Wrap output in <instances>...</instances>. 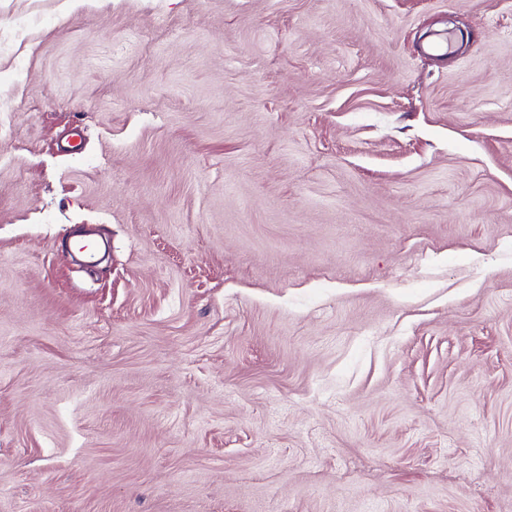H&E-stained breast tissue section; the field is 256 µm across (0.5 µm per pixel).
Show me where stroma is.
<instances>
[{"label":"stroma","mask_w":512,"mask_h":512,"mask_svg":"<svg viewBox=\"0 0 512 512\" xmlns=\"http://www.w3.org/2000/svg\"><path fill=\"white\" fill-rule=\"evenodd\" d=\"M0 512H512V0H0Z\"/></svg>","instance_id":"1"}]
</instances>
